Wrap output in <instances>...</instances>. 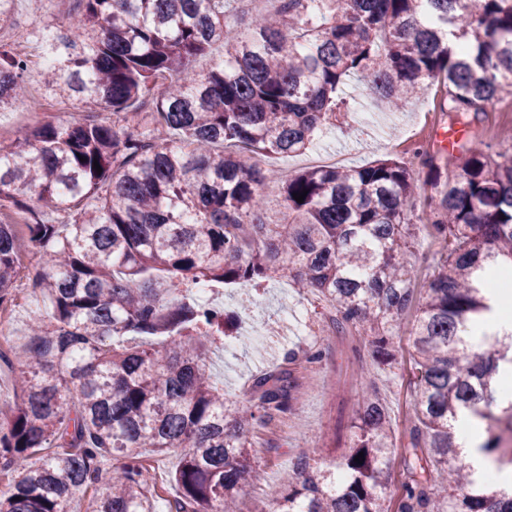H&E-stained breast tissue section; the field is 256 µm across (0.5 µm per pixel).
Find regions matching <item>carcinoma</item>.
I'll return each instance as SVG.
<instances>
[{
	"label": "carcinoma",
	"instance_id": "cac0c4a2",
	"mask_svg": "<svg viewBox=\"0 0 512 512\" xmlns=\"http://www.w3.org/2000/svg\"><path fill=\"white\" fill-rule=\"evenodd\" d=\"M77 2L66 29L53 28L54 58L38 65L0 46V107L35 80L88 113L0 142V307L14 305L27 245L41 258L31 294L49 310L18 363L5 358L22 402L0 423V474L10 478L0 512H71L88 488L93 512H156L141 448L179 453L170 512H234L239 486L262 479L249 436L292 411L289 381L260 376L246 408L224 398L205 363L224 311L191 290H255L286 275L390 364L419 194L446 252L412 331L415 466L398 512H512L497 486L512 469V400L497 402L493 389L501 364L512 374V342L479 354L461 337L486 309L478 272L512 275V152L493 157L474 135L458 156L422 159L423 179L397 158L285 175L255 162L308 150L347 116L341 94L353 78L387 112L436 81L440 111L470 125V114L512 98V0H277L246 31L230 0ZM217 43L223 59L197 72L195 58ZM268 180L282 183L277 221L266 216ZM43 208L63 217L47 220ZM465 412L487 434L480 448L493 468L480 478L453 442ZM354 428L333 467L304 461L271 491L274 512H387L383 406L357 401Z\"/></svg>",
	"mask_w": 512,
	"mask_h": 512
}]
</instances>
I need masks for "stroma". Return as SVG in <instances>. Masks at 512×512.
I'll use <instances>...</instances> for the list:
<instances>
[{"label": "stroma", "instance_id": "obj_1", "mask_svg": "<svg viewBox=\"0 0 512 512\" xmlns=\"http://www.w3.org/2000/svg\"><path fill=\"white\" fill-rule=\"evenodd\" d=\"M73 7L74 0H16L15 21L0 28V43L21 45L32 57H40L43 47L36 22L51 14L58 23H65ZM350 92L359 110L345 123L320 134L305 154L264 158L261 166L296 172L318 166L325 159L352 167L385 156L409 161L417 150L437 154L439 133L448 124L439 110L438 84H430L402 112L377 110L366 82H353ZM243 297V288L233 285L209 288V305L231 317L224 343L210 359L213 380L223 387L227 398L242 405L253 404L254 380L270 371L290 374L294 388L292 412L251 434L253 454L264 470V479L259 484L241 485L240 512H270L269 489L285 482L298 458L314 462L328 454L336 459L349 454L356 402L366 395L379 400L392 425L394 450L385 504L388 512H397L402 484L409 478L404 446L414 402L409 382L414 310L406 311L396 330V363L383 366L373 359L366 336L352 329L336 331L331 322L335 314L331 304L321 295L298 291L289 278L269 282L256 291L251 313H243ZM283 314L292 319L294 334L262 336L248 350L239 345V337L272 327ZM314 351L320 352V360L308 362L309 353Z\"/></svg>", "mask_w": 512, "mask_h": 512}]
</instances>
